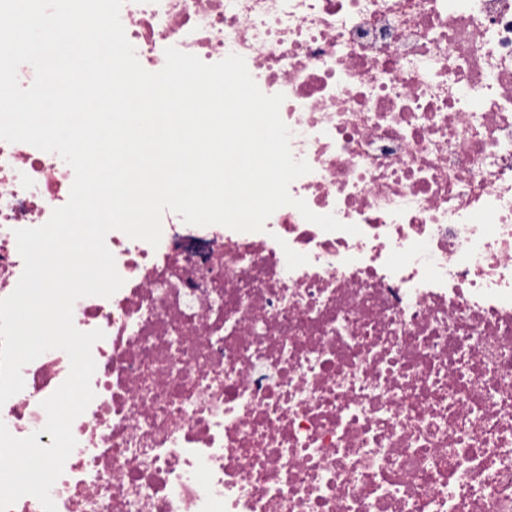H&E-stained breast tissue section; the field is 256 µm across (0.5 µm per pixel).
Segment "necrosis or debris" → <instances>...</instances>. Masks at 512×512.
<instances>
[{"label": "necrosis or debris", "instance_id": "necrosis-or-debris-1", "mask_svg": "<svg viewBox=\"0 0 512 512\" xmlns=\"http://www.w3.org/2000/svg\"><path fill=\"white\" fill-rule=\"evenodd\" d=\"M142 67L242 56L310 173L261 232L168 211L110 232L125 283L73 307L95 397L56 512H512V0H125ZM59 155L0 141V298L15 230L67 203ZM0 406L18 438L67 378Z\"/></svg>", "mask_w": 512, "mask_h": 512}]
</instances>
